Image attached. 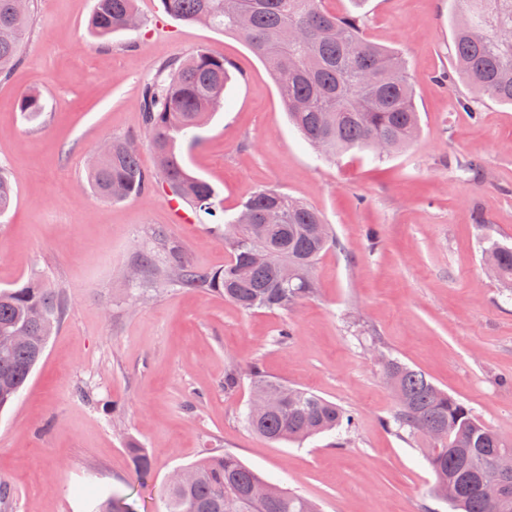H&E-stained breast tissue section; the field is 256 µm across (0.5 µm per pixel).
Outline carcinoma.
Returning <instances> with one entry per match:
<instances>
[{"label": "carcinoma", "mask_w": 512, "mask_h": 512, "mask_svg": "<svg viewBox=\"0 0 512 512\" xmlns=\"http://www.w3.org/2000/svg\"><path fill=\"white\" fill-rule=\"evenodd\" d=\"M163 11L185 24H201L234 33L271 71L289 121L321 156L336 157L352 149H368L381 160L411 144L419 135V116L401 52L363 35V15L338 14L324 0H160ZM458 16L468 14L474 27L454 25L453 51L457 73L479 95L512 105V0H456ZM34 0H0V80L22 62V48L34 20ZM142 23L135 0H96L91 18L94 36L107 41L117 31ZM233 63L206 50L187 60L161 63L141 89L142 121L158 160L159 174L178 199L224 225L230 260L221 269L203 270L171 250L164 264L150 254L134 262L142 278L176 275L169 283L221 294L240 309L287 311L315 293L314 267L335 243L330 226L315 207L275 189L262 188L241 204L240 214L224 221L216 190L192 175L181 160L182 142L195 143L193 131L222 104ZM20 111L34 121L44 112L38 92L24 95ZM155 176L139 163L138 152L125 138L112 139L110 154L87 169L86 181L99 198L123 201L144 193ZM16 190L7 169L0 167V215L13 206ZM272 209L284 217L270 224ZM268 250L263 262L253 259ZM288 251L283 265L277 251ZM484 260L495 266L494 278L512 288V246L487 240ZM59 292L44 280L31 278L19 288L0 290V410L14 403L40 360L60 322ZM25 340L4 344L5 336ZM383 374L396 396L392 420L414 436L417 422L427 420L443 431L431 440L427 459L435 475L431 493L452 512H512L509 495L491 499L470 480L466 460L496 450L512 453L503 439L464 403L439 388L426 375L401 361L385 358ZM253 393L268 400L248 407L247 426L271 442H299L333 431L348 430L352 415L308 389L272 381L253 373ZM140 487L152 479V462L132 440L126 448ZM189 478L166 481L165 512H320L300 494L284 490L237 457L209 455L186 467ZM453 486L458 496L445 497ZM99 512H139L137 501L112 497Z\"/></svg>", "instance_id": "cac0c4a2"}]
</instances>
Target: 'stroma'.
Masks as SVG:
<instances>
[{
  "label": "stroma",
  "instance_id": "1",
  "mask_svg": "<svg viewBox=\"0 0 512 512\" xmlns=\"http://www.w3.org/2000/svg\"><path fill=\"white\" fill-rule=\"evenodd\" d=\"M94 3L37 0L24 61L0 81V165L16 189L0 217V290L40 276L65 305L26 387L0 410L9 489L0 512H94L135 491L141 512H164L161 486L212 452L236 455L322 512H450L430 495L423 443L390 423L395 400L379 359L421 370L512 439V291L482 259L486 238L512 245V106L474 96L454 75V0H326L363 14L365 36L410 62L420 132L380 161L357 150L320 158L238 36L137 0L142 26L103 44L88 31ZM201 50L235 70L184 153L188 168L215 188L225 218L272 187L317 207L336 238L315 265L316 295L285 312L131 277L139 255L171 247L195 267H223V229L172 207L159 185L118 203L85 186L88 161L115 137L155 171L141 87L162 61ZM33 89L45 111L31 122L19 100ZM472 156L483 161L476 175L462 168ZM256 370L335 402L354 428L301 443L260 437L244 421ZM132 438L153 464L142 490Z\"/></svg>",
  "mask_w": 512,
  "mask_h": 512
}]
</instances>
